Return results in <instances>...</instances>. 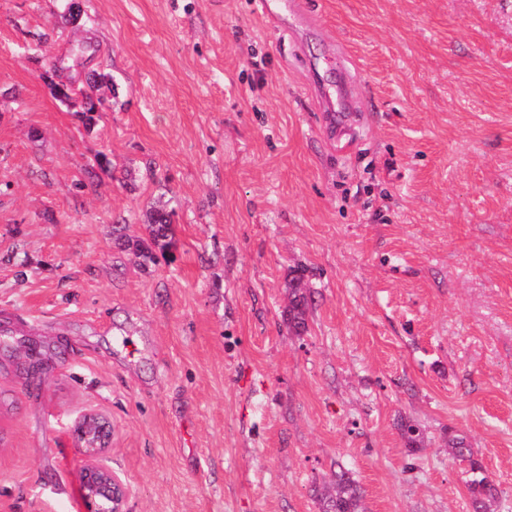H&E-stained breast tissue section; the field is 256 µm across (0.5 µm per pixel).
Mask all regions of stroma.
Here are the masks:
<instances>
[{
	"instance_id": "stroma-1",
	"label": "stroma",
	"mask_w": 512,
	"mask_h": 512,
	"mask_svg": "<svg viewBox=\"0 0 512 512\" xmlns=\"http://www.w3.org/2000/svg\"><path fill=\"white\" fill-rule=\"evenodd\" d=\"M306 2L0 0V512H86L90 412L127 512H319L340 462L367 512H469L452 432L512 512V0ZM262 11L272 23H277L280 17V10L285 9L290 14L304 18L303 3L297 0H261L259 1ZM316 94L318 98L320 99L322 103V109L321 111L323 116V122L324 126L327 132H331L334 128H336L335 132L337 131L346 123L348 120V117L350 115L349 112H328V109L326 107V103L328 99L330 98V91L325 90L324 88H321L320 86H316ZM175 212L173 210L158 209L150 213L147 220L148 239L127 240L126 246L132 249L136 256L141 259V265L153 262L155 256L151 245H158L159 241L166 240L172 232ZM292 273L293 277L289 281L290 300L286 320L288 330L300 335L307 330V316L311 294L310 291L307 292L308 288L301 287L306 270L302 267H297Z\"/></svg>"
}]
</instances>
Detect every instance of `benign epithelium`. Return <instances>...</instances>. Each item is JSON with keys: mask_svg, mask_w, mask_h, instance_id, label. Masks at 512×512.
<instances>
[{"mask_svg": "<svg viewBox=\"0 0 512 512\" xmlns=\"http://www.w3.org/2000/svg\"><path fill=\"white\" fill-rule=\"evenodd\" d=\"M73 437L84 456L80 486L88 512H126L127 480L103 462L112 441L110 422L99 414L88 413L75 423Z\"/></svg>", "mask_w": 512, "mask_h": 512, "instance_id": "obj_1", "label": "benign epithelium"}]
</instances>
